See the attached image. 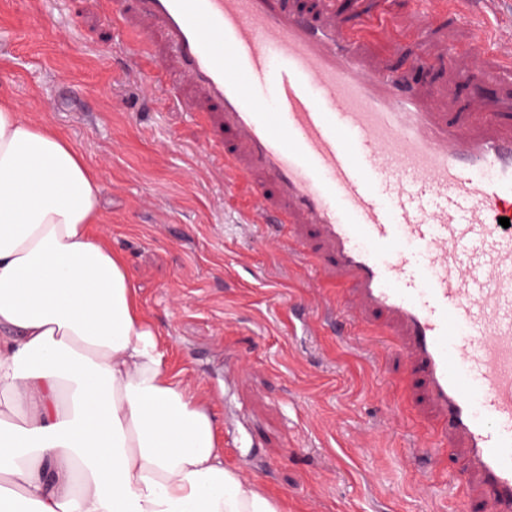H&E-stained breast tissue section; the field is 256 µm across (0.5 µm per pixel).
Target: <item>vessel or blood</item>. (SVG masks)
<instances>
[{
	"instance_id": "1",
	"label": "vessel or blood",
	"mask_w": 512,
	"mask_h": 512,
	"mask_svg": "<svg viewBox=\"0 0 512 512\" xmlns=\"http://www.w3.org/2000/svg\"><path fill=\"white\" fill-rule=\"evenodd\" d=\"M505 0H456L486 23L466 84L512 82ZM153 81L196 116L224 161L227 192L254 196L251 223L341 290L334 311L396 338L435 420L426 442L461 439L459 483L482 512H512V122L472 97L442 111L416 84L417 55L393 71L369 60L366 30L287 0H108ZM271 90L266 102L263 90Z\"/></svg>"
}]
</instances>
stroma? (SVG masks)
Masks as SVG:
<instances>
[{
	"label": "stroma",
	"mask_w": 512,
	"mask_h": 512,
	"mask_svg": "<svg viewBox=\"0 0 512 512\" xmlns=\"http://www.w3.org/2000/svg\"><path fill=\"white\" fill-rule=\"evenodd\" d=\"M384 12L370 56L393 69L455 45L418 74L461 112L458 72L479 20L424 24L412 0H339L337 22ZM104 0H0V100L61 131L96 171L94 230L123 255L164 364L209 410L225 461L291 512H455L462 450L426 465L432 420L408 401L402 359L324 312L338 288L250 223L245 192L224 193L196 117L131 64Z\"/></svg>",
	"instance_id": "stroma-1"
}]
</instances>
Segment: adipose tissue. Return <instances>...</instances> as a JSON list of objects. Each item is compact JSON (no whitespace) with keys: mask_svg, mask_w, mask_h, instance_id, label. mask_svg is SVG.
<instances>
[{"mask_svg":"<svg viewBox=\"0 0 512 512\" xmlns=\"http://www.w3.org/2000/svg\"><path fill=\"white\" fill-rule=\"evenodd\" d=\"M101 193L60 132L0 105V512H288L165 370L123 257L92 232Z\"/></svg>","mask_w":512,"mask_h":512,"instance_id":"1","label":"adipose tissue"}]
</instances>
